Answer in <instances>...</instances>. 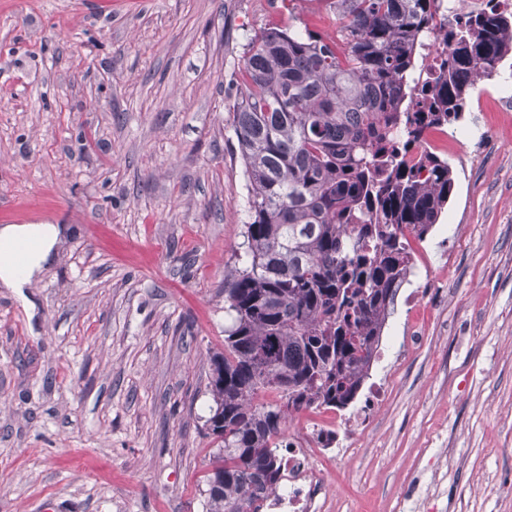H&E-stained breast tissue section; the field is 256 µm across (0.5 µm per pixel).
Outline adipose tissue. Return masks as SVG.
<instances>
[{
    "label": "adipose tissue",
    "mask_w": 512,
    "mask_h": 512,
    "mask_svg": "<svg viewBox=\"0 0 512 512\" xmlns=\"http://www.w3.org/2000/svg\"><path fill=\"white\" fill-rule=\"evenodd\" d=\"M64 234L56 224L0 226V284L23 294L52 262Z\"/></svg>",
    "instance_id": "adipose-tissue-1"
}]
</instances>
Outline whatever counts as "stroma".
Masks as SVG:
<instances>
[{
    "instance_id": "35a3bbf8",
    "label": "stroma",
    "mask_w": 512,
    "mask_h": 512,
    "mask_svg": "<svg viewBox=\"0 0 512 512\" xmlns=\"http://www.w3.org/2000/svg\"><path fill=\"white\" fill-rule=\"evenodd\" d=\"M279 0H0V225L69 233L0 287V512H207L205 421L248 181L230 108ZM512 56L468 95L455 188L323 460L320 512H512Z\"/></svg>"
}]
</instances>
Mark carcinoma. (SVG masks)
Instances as JSON below:
<instances>
[{
	"label": "carcinoma",
	"instance_id": "obj_1",
	"mask_svg": "<svg viewBox=\"0 0 512 512\" xmlns=\"http://www.w3.org/2000/svg\"><path fill=\"white\" fill-rule=\"evenodd\" d=\"M305 2L331 29H261L232 106L247 261L224 274L231 323L212 356L206 420L224 453L207 478L208 512H259L255 491L279 481L273 441L285 419L355 398L412 273L409 238L438 223L455 186L447 159L410 164L401 152L457 122L512 51V11L473 15L459 0L466 21L441 34L448 58L420 87L412 74L431 68L440 0H280L281 13ZM260 391L279 400L255 406Z\"/></svg>",
	"mask_w": 512,
	"mask_h": 512
}]
</instances>
